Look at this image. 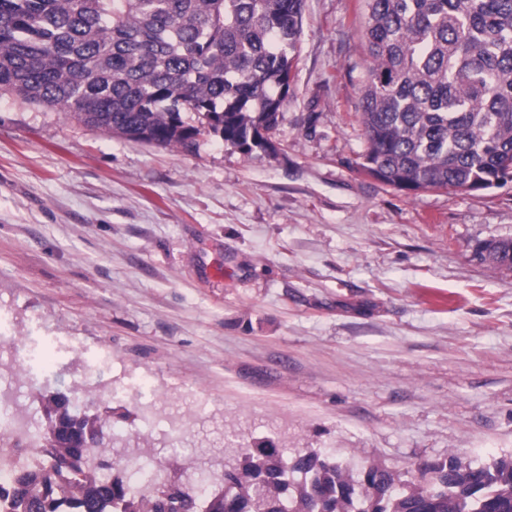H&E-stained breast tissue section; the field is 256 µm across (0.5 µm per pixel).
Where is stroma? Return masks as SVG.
Returning a JSON list of instances; mask_svg holds the SVG:
<instances>
[{"label":"stroma","instance_id":"1","mask_svg":"<svg viewBox=\"0 0 512 512\" xmlns=\"http://www.w3.org/2000/svg\"><path fill=\"white\" fill-rule=\"evenodd\" d=\"M366 0H304L273 153H186L0 97V327L36 333L20 400L90 413L212 461L280 432L416 481L512 455V182L401 191L360 169ZM154 399L143 414V395Z\"/></svg>","mask_w":512,"mask_h":512}]
</instances>
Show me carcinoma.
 <instances>
[{
    "label": "carcinoma",
    "instance_id": "1",
    "mask_svg": "<svg viewBox=\"0 0 512 512\" xmlns=\"http://www.w3.org/2000/svg\"><path fill=\"white\" fill-rule=\"evenodd\" d=\"M372 64L362 89V169L398 190H487L512 180V0H367ZM303 0H0V95L54 108L130 141L191 151L205 133L250 155L291 89ZM205 119L186 124L182 113ZM512 240L493 261L510 267ZM108 423L51 398L33 429L44 463L0 497L14 512H512V456L456 454L425 485L378 464L360 472L314 451L288 458L274 432L230 429L224 486L184 457L188 484L162 475L135 492L101 473L90 449L120 459L154 447L109 438Z\"/></svg>",
    "mask_w": 512,
    "mask_h": 512
}]
</instances>
